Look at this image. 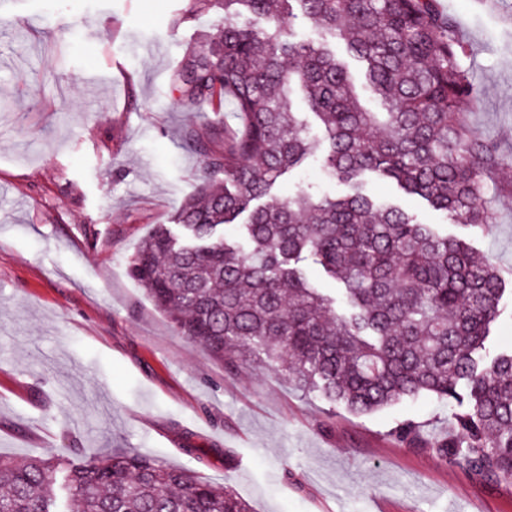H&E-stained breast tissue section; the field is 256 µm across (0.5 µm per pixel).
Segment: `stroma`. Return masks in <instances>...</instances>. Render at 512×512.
I'll return each mask as SVG.
<instances>
[{
	"label": "stroma",
	"mask_w": 512,
	"mask_h": 512,
	"mask_svg": "<svg viewBox=\"0 0 512 512\" xmlns=\"http://www.w3.org/2000/svg\"><path fill=\"white\" fill-rule=\"evenodd\" d=\"M481 90L469 125L498 149L493 224L450 220L395 185L369 194L469 242L508 282L487 342L512 349V0H439ZM188 0H0V455L132 450L233 489L253 512H512V483L430 448L453 407L422 395L366 415L270 368H231L177 333L128 272L200 183L186 127L240 129L172 88L216 11ZM339 196L309 160L274 189ZM415 426L419 440L395 431Z\"/></svg>",
	"instance_id": "obj_1"
}]
</instances>
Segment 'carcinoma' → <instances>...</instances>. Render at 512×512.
<instances>
[{"label": "carcinoma", "mask_w": 512, "mask_h": 512, "mask_svg": "<svg viewBox=\"0 0 512 512\" xmlns=\"http://www.w3.org/2000/svg\"><path fill=\"white\" fill-rule=\"evenodd\" d=\"M223 11L220 31L187 47L173 88L191 106L233 103L243 132H188L203 154L197 193L156 224L130 275L176 331L228 365H265L331 406L368 414L420 395L460 408L433 443L475 476L512 481V352L486 342L505 281L455 238L377 203L366 180H392L455 222L488 224L496 146L466 115L480 91L438 0H191ZM326 34L295 39L293 11ZM363 64L364 107L336 43ZM322 126L310 136L293 89ZM317 156L340 198L278 179ZM313 259L340 284L313 287ZM0 512H252L231 488L130 451L74 464L0 457ZM305 268L306 275L309 280L313 283L316 288H320L324 293L332 296L336 295L337 306L339 305L340 294L336 288H340L339 285L334 283L332 280L326 278L320 271L319 267L313 264L311 259H307L302 263Z\"/></svg>", "instance_id": "1"}]
</instances>
